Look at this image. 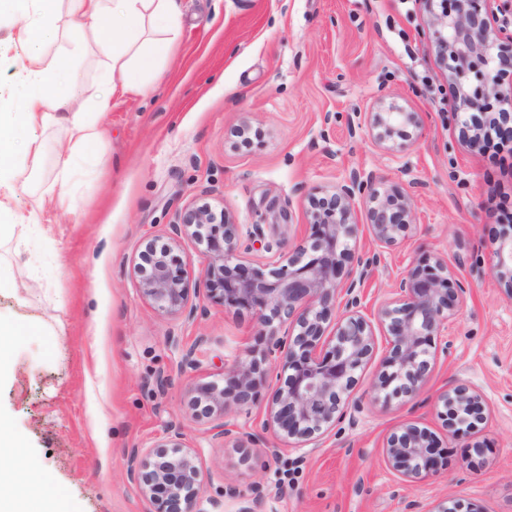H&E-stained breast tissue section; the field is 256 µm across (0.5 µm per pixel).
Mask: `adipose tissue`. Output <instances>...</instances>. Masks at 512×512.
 Listing matches in <instances>:
<instances>
[{
  "label": "adipose tissue",
  "instance_id": "adipose-tissue-1",
  "mask_svg": "<svg viewBox=\"0 0 512 512\" xmlns=\"http://www.w3.org/2000/svg\"><path fill=\"white\" fill-rule=\"evenodd\" d=\"M67 10L80 28L76 47L98 45L101 88L88 92L75 59H46V47L60 37L57 18ZM19 27L18 43L27 61L9 90L0 89V241L23 238L29 220L9 201L20 183L43 171V134L64 127L68 149L53 167L43 197L70 206L77 176L97 161L101 118L110 108V90L142 92L146 77H159L157 58L174 46L181 26L177 0H0V15ZM24 436L0 417V512H57L55 496L32 497L28 489L43 478L32 463Z\"/></svg>",
  "mask_w": 512,
  "mask_h": 512
}]
</instances>
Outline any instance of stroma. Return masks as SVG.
I'll return each instance as SVG.
<instances>
[{"label": "stroma", "mask_w": 512, "mask_h": 512, "mask_svg": "<svg viewBox=\"0 0 512 512\" xmlns=\"http://www.w3.org/2000/svg\"><path fill=\"white\" fill-rule=\"evenodd\" d=\"M181 33L163 78L144 95L118 92L103 119L101 163L67 209L19 190L11 206L34 225L10 258L22 298L0 292V318L20 327L0 413L24 435L67 512H155L127 473L132 450L163 444L179 425L206 476L201 512H238L262 495L266 512H512V298L490 272L491 239L512 223V144L470 151L443 107L448 75L428 46L422 0H178ZM419 113L416 143L391 152L367 129L350 132L380 98ZM251 128L249 143L236 131ZM411 197L416 222L365 284L367 303L392 300L412 262L448 263L465 290L432 371L412 397H385L372 360L358 374L361 410L306 456L215 442L191 408L195 384L261 354L266 329L191 289L202 313L176 319L139 290L146 242H168L170 224L195 203L260 225L283 248L300 243L308 196L328 193L352 169ZM197 345L196 368L179 367ZM169 376L157 390V375ZM479 389L485 419L450 433L438 394ZM428 429L445 465L401 481L386 437ZM482 450H475V443Z\"/></svg>", "instance_id": "obj_1"}]
</instances>
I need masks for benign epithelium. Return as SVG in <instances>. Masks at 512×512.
Returning <instances> with one entry per match:
<instances>
[{
  "label": "benign epithelium",
  "mask_w": 512,
  "mask_h": 512,
  "mask_svg": "<svg viewBox=\"0 0 512 512\" xmlns=\"http://www.w3.org/2000/svg\"><path fill=\"white\" fill-rule=\"evenodd\" d=\"M497 0H425L431 16L429 45L448 70L452 94L448 117L460 125L466 145L476 150L482 134L493 128L512 140V32L500 21ZM380 145L405 148L419 135L420 118L381 98L374 111L358 115ZM365 202L367 230L382 250L367 253L354 245L359 222L358 203ZM309 235L289 252L278 242L264 245L272 269L254 268L240 255L241 227L233 216L202 203L185 209L170 225L172 244H146L139 254V287L158 310L193 316L188 288L190 262L174 255L181 239L203 246L207 263L199 285L214 303L252 313L269 329V344L261 358L236 361L225 372L229 388L213 382L194 387L198 417L212 422L213 439L238 447L268 448L259 432L241 427L232 412L249 413L252 392L264 376L262 363L276 357L280 386L264 410L262 429L294 441L304 455L349 409L360 411L352 396L357 373L371 360L376 339L372 320L363 313V284L381 264L383 250L406 237L414 221L409 194L380 186L376 177L353 169L329 194L310 195L305 209ZM491 274L512 299V231L492 242ZM397 300L378 309L376 319L387 333L386 356L379 388L391 395L413 396L430 370L434 337L442 335L462 302L464 289L448 287V265L410 264L395 284ZM288 326L285 335L279 327ZM448 429H473L484 419L483 395L457 387L438 397ZM169 444L161 451L134 452L129 474L156 512H200L205 476L196 453L170 427ZM428 432L409 425L390 435L384 455L390 469L403 479L436 471L442 463L432 456Z\"/></svg>",
  "instance_id": "7a95c632"
}]
</instances>
